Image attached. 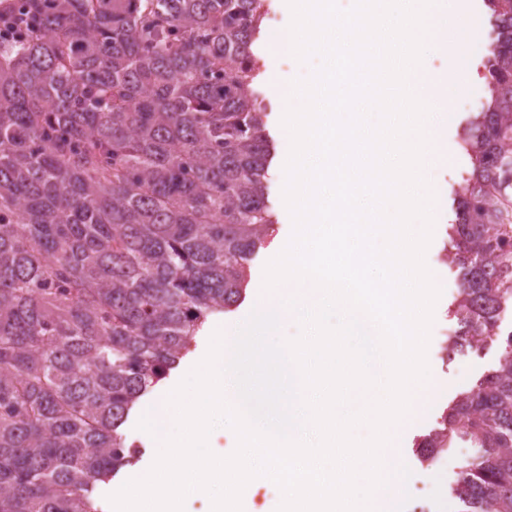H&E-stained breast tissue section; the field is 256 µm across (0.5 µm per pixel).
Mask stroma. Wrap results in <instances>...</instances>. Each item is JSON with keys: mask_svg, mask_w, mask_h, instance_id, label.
Listing matches in <instances>:
<instances>
[{"mask_svg": "<svg viewBox=\"0 0 512 512\" xmlns=\"http://www.w3.org/2000/svg\"><path fill=\"white\" fill-rule=\"evenodd\" d=\"M448 11L454 15L468 16L473 26L472 44L466 56H459L452 47L445 51H430L425 55V62L431 70L444 72L457 67L463 68L467 82L466 91L450 100L448 111H432L428 119L429 124L442 128L448 151L447 165L435 168L432 179L435 185L440 186L445 197L452 201L462 191L465 178L471 170V160L461 145L459 134L485 95L486 77L482 60L492 40V26L485 0H448ZM255 53L261 66L256 89L266 104L263 118L266 132L273 138L281 128L284 113L279 89L288 87L295 78L308 75L310 67L297 62L290 52L272 49L264 40L256 42ZM268 178V204L277 216V224L272 241L259 251L252 262L251 278L255 281L263 279L265 264L275 257L280 244L287 242L292 232V220L282 197L283 169L276 165L271 166ZM445 230V225H435L425 256L429 270L442 288V294L434 309V322L427 350L429 368L438 385L437 402L433 409L406 427L398 463L409 469L410 476L398 490L390 493L383 512H415L417 490L428 485L436 486L441 498L447 500V512H459L460 506L452 497V487L458 473L471 461L474 448L468 443L453 441L447 459L437 470L430 469L426 463L421 462L414 448L418 437L435 426L437 419L455 396L483 372L494 367L500 357V352L496 349L488 350L478 357L471 354L458 355L448 362L437 356L438 346L453 325L448 308L458 285L456 274L441 260Z\"/></svg>", "mask_w": 512, "mask_h": 512, "instance_id": "obj_1", "label": "stroma"}]
</instances>
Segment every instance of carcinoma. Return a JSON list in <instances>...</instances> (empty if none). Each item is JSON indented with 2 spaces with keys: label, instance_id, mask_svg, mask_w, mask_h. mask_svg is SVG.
<instances>
[{
  "label": "carcinoma",
  "instance_id": "carcinoma-1",
  "mask_svg": "<svg viewBox=\"0 0 512 512\" xmlns=\"http://www.w3.org/2000/svg\"><path fill=\"white\" fill-rule=\"evenodd\" d=\"M488 96L447 229L445 350L495 368L421 439L455 438L461 512H512V0H487ZM0 39V512H99L141 450L132 407L214 314L246 298L275 232L254 43L264 0H12Z\"/></svg>",
  "mask_w": 512,
  "mask_h": 512
}]
</instances>
